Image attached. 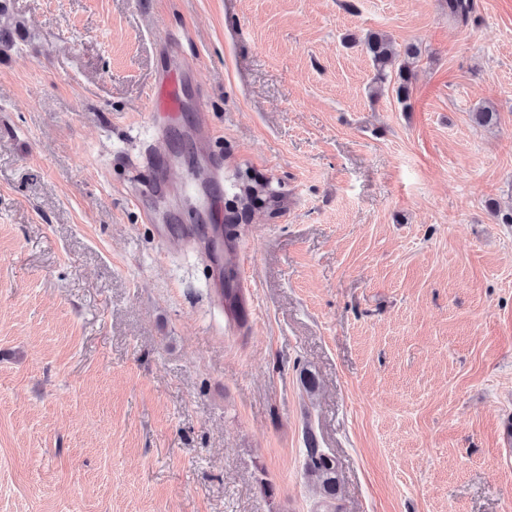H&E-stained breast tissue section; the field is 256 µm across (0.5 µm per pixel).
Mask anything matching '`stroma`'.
Returning <instances> with one entry per match:
<instances>
[{"label":"stroma","mask_w":512,"mask_h":512,"mask_svg":"<svg viewBox=\"0 0 512 512\" xmlns=\"http://www.w3.org/2000/svg\"><path fill=\"white\" fill-rule=\"evenodd\" d=\"M474 3L7 0L0 512H312L308 426L340 512H512V0ZM243 172L279 207L230 213ZM363 46L373 66L369 86L371 95L376 96L386 89L389 90L392 84V91L396 93L398 102L404 109H408L412 75L406 66L399 64L400 51L386 35L376 32H370L365 36ZM150 112H178L180 107L179 88L173 74L162 73L151 85L148 92ZM233 275L224 272V288H221V294L224 297V314L233 319L238 327L245 324L243 313V299L237 288H232Z\"/></svg>","instance_id":"1"}]
</instances>
